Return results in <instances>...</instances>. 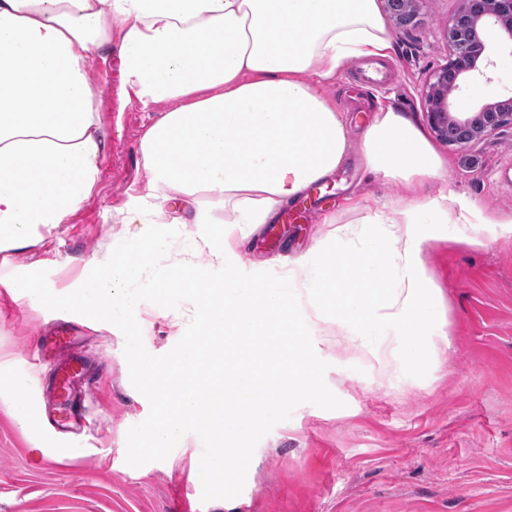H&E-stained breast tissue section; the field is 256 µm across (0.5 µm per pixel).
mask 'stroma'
I'll use <instances>...</instances> for the list:
<instances>
[{"instance_id": "35a3bbf8", "label": "stroma", "mask_w": 512, "mask_h": 512, "mask_svg": "<svg viewBox=\"0 0 512 512\" xmlns=\"http://www.w3.org/2000/svg\"><path fill=\"white\" fill-rule=\"evenodd\" d=\"M458 6L419 0L416 25L391 33L392 56L379 62L382 82L369 81L364 61L325 85L352 141L381 102L425 123L423 86L448 60L445 24ZM485 42L492 64L475 89L458 93V109L512 97V48L492 28ZM93 82L103 91L99 115L110 134L98 184L43 243L0 253V367L34 379L40 369L31 356L52 312L12 299L7 285L32 269L47 285L68 286L92 255H104L124 235L113 214L146 181L140 141L161 114L124 96L118 54L108 55ZM437 149L448 161L449 186L496 222L485 246L467 245L452 224L425 252L427 274L443 293L447 333L426 366L377 364L337 346L332 327L310 337L327 396L286 406L267 427L228 511L198 470L202 442L189 439L138 460L128 454L129 436L151 407L122 337L86 325L83 351L104 373L86 394L80 444L46 426L28 434L0 399V512H177L188 487L201 499L200 512H512V128L467 148ZM301 203L313 210L308 221L269 223L249 236L253 272L274 273L306 252L327 233V214L345 222L351 206H399L403 199L397 187L365 177L355 147L328 185L313 186ZM143 319L142 339L156 350L176 349L191 334L149 311ZM43 437L53 447L40 446Z\"/></svg>"}]
</instances>
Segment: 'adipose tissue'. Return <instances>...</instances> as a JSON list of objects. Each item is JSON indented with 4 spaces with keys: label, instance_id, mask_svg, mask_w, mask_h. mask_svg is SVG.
Returning a JSON list of instances; mask_svg holds the SVG:
<instances>
[{
    "label": "adipose tissue",
    "instance_id": "adipose-tissue-1",
    "mask_svg": "<svg viewBox=\"0 0 512 512\" xmlns=\"http://www.w3.org/2000/svg\"><path fill=\"white\" fill-rule=\"evenodd\" d=\"M112 49L127 94L171 105L140 141L145 191L115 212L125 236L72 285L18 277L9 288L123 336L152 407L133 449L161 455L199 439L200 468L223 489L285 405L325 397L305 337L332 324L375 362L429 360L443 298L424 249L449 224L482 244L492 218L443 185L448 162L423 128L382 105L363 132L364 166L405 205L363 208L276 278L244 266L251 230L344 162L346 127L321 85L353 62L390 57L377 0H0V253L43 241L99 182L109 134L92 76ZM437 181L439 192L425 194ZM176 224L194 225L191 249L209 260L140 288ZM175 291L188 298L179 311L167 306ZM149 298L160 317L193 329L164 355L141 339ZM30 388L26 375L0 369V395L33 432Z\"/></svg>",
    "mask_w": 512,
    "mask_h": 512
}]
</instances>
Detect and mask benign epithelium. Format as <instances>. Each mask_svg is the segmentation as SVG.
Here are the masks:
<instances>
[{"label":"benign epithelium","mask_w":512,"mask_h":512,"mask_svg":"<svg viewBox=\"0 0 512 512\" xmlns=\"http://www.w3.org/2000/svg\"><path fill=\"white\" fill-rule=\"evenodd\" d=\"M418 0H384L395 29L405 31L414 23ZM495 28L503 42L512 45V0H459V7L448 18L446 31L450 57L436 69L424 89L426 119L442 141L460 147L470 146L491 133L512 127V97L489 102L469 112H456L451 96L462 81L483 74L481 58L486 51L483 32Z\"/></svg>","instance_id":"1"}]
</instances>
